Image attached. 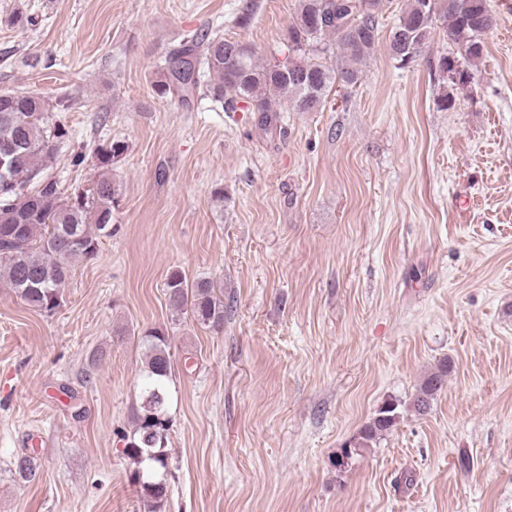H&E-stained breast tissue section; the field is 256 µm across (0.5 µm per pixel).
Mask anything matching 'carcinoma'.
Returning a JSON list of instances; mask_svg holds the SVG:
<instances>
[{"label": "carcinoma", "instance_id": "obj_1", "mask_svg": "<svg viewBox=\"0 0 512 512\" xmlns=\"http://www.w3.org/2000/svg\"><path fill=\"white\" fill-rule=\"evenodd\" d=\"M385 0H363L355 14L354 0H300L296 18L285 40L288 60L261 63L253 49L217 33L199 31L171 49L154 88L160 97L185 104L199 91L226 112H255L260 127H278L281 112L320 109L327 90L340 81L355 86L362 65L385 41L392 59L402 65L416 61L437 27L459 45L466 68L484 56L485 34L494 17L488 0H408L395 24L381 34L378 16ZM339 52L336 66L314 53L328 47ZM54 106L37 93L0 92V147L12 152L0 165V280L28 306L51 314L60 307L62 290L73 261L92 258L98 239L111 236L112 211L120 193L112 165L127 151L123 141H112L96 152L98 174L87 189L65 194L47 170L68 130L54 121ZM172 310L188 313L201 326L224 327V289L210 278L190 280L175 270L166 282ZM144 355L140 403L134 428L125 436L123 455L134 465L130 479L143 512H163L169 487L166 479L169 418L168 382L173 355L169 336L159 329L140 338ZM451 364L441 362L422 382L412 401L424 414L443 390ZM398 404L387 402L341 449L338 464L372 446L395 426ZM38 460L24 455L15 473L25 483L37 479Z\"/></svg>", "mask_w": 512, "mask_h": 512}]
</instances>
